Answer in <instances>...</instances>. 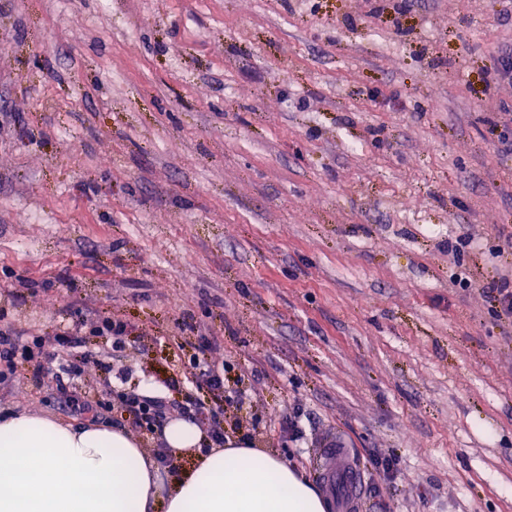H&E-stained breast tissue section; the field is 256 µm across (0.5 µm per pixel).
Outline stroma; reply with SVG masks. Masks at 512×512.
<instances>
[{
	"label": "stroma",
	"instance_id": "35a3bbf8",
	"mask_svg": "<svg viewBox=\"0 0 512 512\" xmlns=\"http://www.w3.org/2000/svg\"><path fill=\"white\" fill-rule=\"evenodd\" d=\"M504 7L0 0L5 324L72 325L93 299L130 325L99 393H193L311 478L340 435L362 512H512ZM22 277L37 296L12 298ZM199 327L217 392L187 380ZM57 366L0 411L79 423Z\"/></svg>",
	"mask_w": 512,
	"mask_h": 512
}]
</instances>
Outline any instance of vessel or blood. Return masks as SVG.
<instances>
[{
    "mask_svg": "<svg viewBox=\"0 0 512 512\" xmlns=\"http://www.w3.org/2000/svg\"><path fill=\"white\" fill-rule=\"evenodd\" d=\"M338 442V437H330L328 446L319 449L317 473L326 492L338 495L341 512H361L363 473Z\"/></svg>",
    "mask_w": 512,
    "mask_h": 512,
    "instance_id": "vessel-or-blood-1",
    "label": "vessel or blood"
}]
</instances>
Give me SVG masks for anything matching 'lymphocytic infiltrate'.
Masks as SVG:
<instances>
[{
  "mask_svg": "<svg viewBox=\"0 0 512 512\" xmlns=\"http://www.w3.org/2000/svg\"><path fill=\"white\" fill-rule=\"evenodd\" d=\"M127 324L119 318L107 315L94 305H86L82 320L74 325L56 328L38 336L27 335L25 330L14 326L0 327V390L11 385L24 373L40 375L41 359L51 350L68 349V357L55 376V390L68 405L79 412L111 409L119 405L121 411L132 415L136 423L147 428H159L174 416L193 418L201 414L204 403L195 395H188L178 405L147 400L133 393L117 392L115 400L90 399L81 388L92 379V366L101 365L107 351L91 352L86 348L88 337L111 338L113 348H121L127 334Z\"/></svg>",
  "mask_w": 512,
  "mask_h": 512,
  "instance_id": "1",
  "label": "lymphocytic infiltrate"
}]
</instances>
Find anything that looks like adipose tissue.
Wrapping results in <instances>:
<instances>
[{
  "instance_id": "adipose-tissue-1",
  "label": "adipose tissue",
  "mask_w": 512,
  "mask_h": 512,
  "mask_svg": "<svg viewBox=\"0 0 512 512\" xmlns=\"http://www.w3.org/2000/svg\"><path fill=\"white\" fill-rule=\"evenodd\" d=\"M166 453L193 466L162 481L161 464L121 427L0 415V512H327L295 466L247 441L213 446L194 420L168 419Z\"/></svg>"
}]
</instances>
